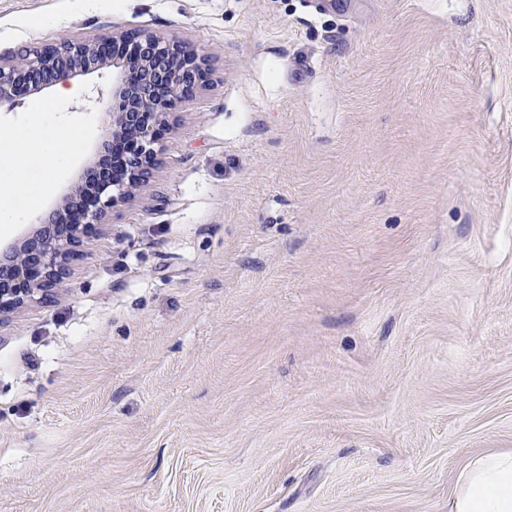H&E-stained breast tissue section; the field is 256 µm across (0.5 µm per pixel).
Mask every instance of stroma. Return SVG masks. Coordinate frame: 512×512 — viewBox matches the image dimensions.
<instances>
[{"mask_svg":"<svg viewBox=\"0 0 512 512\" xmlns=\"http://www.w3.org/2000/svg\"><path fill=\"white\" fill-rule=\"evenodd\" d=\"M197 47L134 199L0 322V512H448L512 449V0H0V60ZM112 69L0 104L92 119Z\"/></svg>","mask_w":512,"mask_h":512,"instance_id":"35a3bbf8","label":"stroma"}]
</instances>
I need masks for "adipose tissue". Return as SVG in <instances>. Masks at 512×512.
Masks as SVG:
<instances>
[{
	"instance_id": "adipose-tissue-1",
	"label": "adipose tissue",
	"mask_w": 512,
	"mask_h": 512,
	"mask_svg": "<svg viewBox=\"0 0 512 512\" xmlns=\"http://www.w3.org/2000/svg\"><path fill=\"white\" fill-rule=\"evenodd\" d=\"M85 120L36 112L28 127L0 133V224H21L37 211L50 177L60 175L73 153L59 144L82 141ZM448 512H512V451H489L472 457L448 500Z\"/></svg>"
}]
</instances>
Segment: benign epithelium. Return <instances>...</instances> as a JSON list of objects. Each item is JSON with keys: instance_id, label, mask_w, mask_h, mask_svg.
Listing matches in <instances>:
<instances>
[{"instance_id": "benign-epithelium-1", "label": "benign epithelium", "mask_w": 512, "mask_h": 512, "mask_svg": "<svg viewBox=\"0 0 512 512\" xmlns=\"http://www.w3.org/2000/svg\"><path fill=\"white\" fill-rule=\"evenodd\" d=\"M112 62V111L95 165L107 173L122 157V171L99 181L91 198L75 186L67 199L40 219L34 233L0 250V321L64 283L68 264L84 239L105 223L118 201L133 195L156 161L161 129L179 101L206 78L203 55L184 43L146 32L70 38L26 46L14 62L0 61V102L88 74Z\"/></svg>"}]
</instances>
